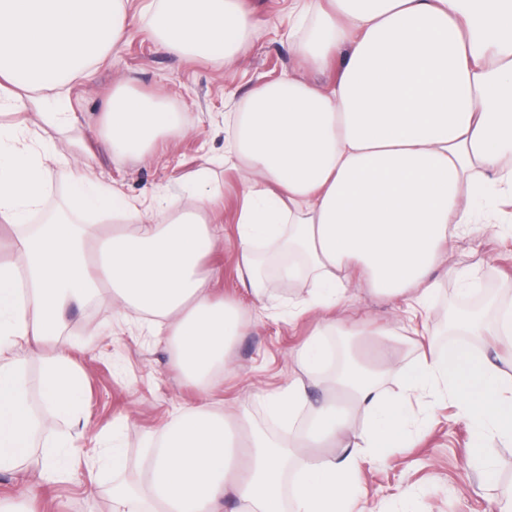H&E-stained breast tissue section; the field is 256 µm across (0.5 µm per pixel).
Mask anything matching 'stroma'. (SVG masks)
Here are the masks:
<instances>
[{
	"instance_id": "35a3bbf8",
	"label": "stroma",
	"mask_w": 512,
	"mask_h": 512,
	"mask_svg": "<svg viewBox=\"0 0 512 512\" xmlns=\"http://www.w3.org/2000/svg\"><path fill=\"white\" fill-rule=\"evenodd\" d=\"M291 4L292 0H245L256 25L231 66L164 52L146 21L131 17L121 50L101 62L90 78L71 84L70 126L54 128L34 108L18 117L27 126V140L51 141L59 158L49 167L43 211L69 207L68 177L83 167L138 206L155 211L177 208L203 157L223 156L228 117L253 89L288 74L319 86L333 81L334 73L309 71L295 42L283 36L279 24L287 19ZM127 79L140 93L164 95L180 113L186 134L159 140L143 158L106 148L99 136L100 117L113 86ZM239 167L232 157L215 169V183L224 193V245L202 261L203 270L220 272L210 283L214 295L236 299L245 311L243 332L226 356L227 369L215 399L227 419L248 416L274 435L278 427L268 416L263 397L301 376L291 352L307 338L315 319L288 318L286 302L303 294L304 283L289 287L269 277L270 291L281 302L271 311L259 309L241 285L235 248L243 190ZM470 268L479 269L482 289L466 295L456 273ZM433 276L438 291L424 313L429 341L449 349L460 342L448 333L449 310L463 313L492 298L512 299V215L503 210L497 223L471 225L443 253ZM350 295L339 311L346 326L368 331L381 326L399 331L406 326L403 304L373 293L365 282H354ZM110 296V290H103L101 299L72 307L64 315L63 338L86 385L78 420L50 423L37 436L22 470L0 473V497L18 494L38 471L48 440L62 442L72 434L76 440L65 451L63 474L44 495L60 503L64 512H111L113 485L138 478L146 437L170 421L178 407L196 401V391L180 377L171 347L123 322L114 313ZM471 442V424L454 403L435 404L407 446L361 456L367 512H493L495 500L512 492V444L497 439L490 443L495 481L489 485L470 460ZM114 443L125 452V470L99 462Z\"/></svg>"
}]
</instances>
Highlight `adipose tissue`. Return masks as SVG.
Masks as SVG:
<instances>
[{"label":"adipose tissue","instance_id":"obj_1","mask_svg":"<svg viewBox=\"0 0 512 512\" xmlns=\"http://www.w3.org/2000/svg\"><path fill=\"white\" fill-rule=\"evenodd\" d=\"M131 0H0V112H22L53 93L63 126L68 87L90 76L127 34ZM138 13L167 52L234 64L253 17L243 0H144ZM288 38L309 69L341 63L323 89L294 77L256 87L235 118L229 151L242 162L237 216L239 277L256 299L267 295L258 247L289 254L276 275L308 282L289 318L335 309L362 275L375 294L407 307L437 291L439 252L481 216L490 188L512 196V0H294ZM102 133L114 153L143 156L162 137L185 135L168 101L113 86ZM58 158L47 141L29 146L22 124L0 125V223L13 231L0 261V471L17 468L39 424L75 417L84 379L61 343V316L90 293L110 288L115 312L147 321L199 393L150 435L143 484L112 490V512H364L358 450L373 455L406 444L410 401L453 398L473 428L472 460L492 477L484 441L512 440V347L491 355L430 347L399 366L391 329L375 332L366 377L357 364L326 378L330 395L311 402L301 379L266 399L287 421L284 435H242L211 403L226 354L243 329L232 298H213L198 274L221 242L213 219L224 196L201 164L196 193L177 209H139L108 183L72 174V209L29 226ZM94 213L111 234L87 249L79 218ZM317 326L293 352L298 367L320 372L325 336ZM50 347L43 365L46 415L35 416L20 348ZM390 375L401 391L385 394ZM363 413L358 430L349 411ZM344 448L340 459L319 449ZM310 448L300 466L295 449ZM292 480V506L283 484Z\"/></svg>","mask_w":512,"mask_h":512}]
</instances>
